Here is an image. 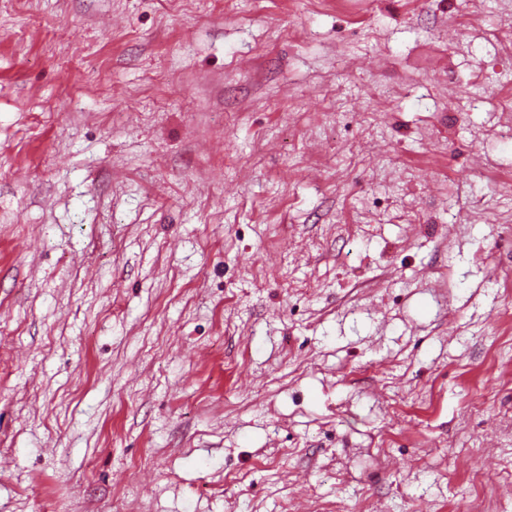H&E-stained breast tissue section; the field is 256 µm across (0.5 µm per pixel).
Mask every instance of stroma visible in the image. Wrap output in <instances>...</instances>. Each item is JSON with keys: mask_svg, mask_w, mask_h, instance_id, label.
<instances>
[{"mask_svg": "<svg viewBox=\"0 0 512 512\" xmlns=\"http://www.w3.org/2000/svg\"><path fill=\"white\" fill-rule=\"evenodd\" d=\"M512 0H0V512H512Z\"/></svg>", "mask_w": 512, "mask_h": 512, "instance_id": "35a3bbf8", "label": "stroma"}]
</instances>
